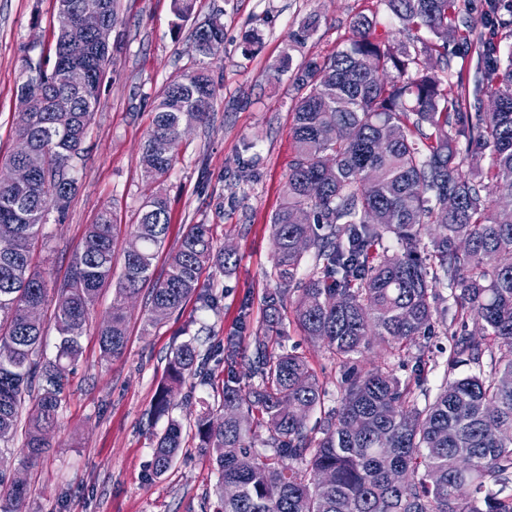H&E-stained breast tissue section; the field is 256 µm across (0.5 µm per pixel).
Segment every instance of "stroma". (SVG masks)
Wrapping results in <instances>:
<instances>
[{"instance_id": "35a3bbf8", "label": "stroma", "mask_w": 512, "mask_h": 512, "mask_svg": "<svg viewBox=\"0 0 512 512\" xmlns=\"http://www.w3.org/2000/svg\"><path fill=\"white\" fill-rule=\"evenodd\" d=\"M321 26L308 40L304 57L323 60L351 36L357 14L377 15L376 36L387 39L396 27L383 0H196L190 18L178 22L173 0H117L112 28V63L100 102L76 161V190L64 216L50 214L35 263L53 283L69 273L73 251L87 225L109 213L120 227L117 249H124L146 197L160 191L168 200L170 226L154 261L164 272L186 225L209 224L218 240L232 248V271L207 269L203 291L214 305L191 298L157 327H145L146 296L126 305L128 343L122 357L102 354L98 324L112 305L104 290L81 339L82 355L68 376L51 448L37 463L22 466L20 454L0 456V468L31 488L27 512H210L218 474L211 458L186 446L172 468L152 476V434L168 419L190 422L201 401L216 405L224 366L210 361L207 381L187 380L175 394L169 418L150 421L148 411L164 378L166 357L182 342L200 352L216 349L239 326L242 307L250 322L265 317L263 296L273 283L271 218L285 199L293 160L289 111L294 89L272 69L288 33L309 14ZM56 0H0V160L15 151L18 86L25 59L54 51ZM217 18L224 25V48L210 66L217 106L205 124L186 128L175 166L158 183H147L141 146L150 130L153 106L164 85L192 64L189 35ZM258 30L255 53L244 52L246 32ZM302 354L337 406L342 371L323 344L313 343L296 326L284 339Z\"/></svg>"}]
</instances>
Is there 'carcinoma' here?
Listing matches in <instances>:
<instances>
[{
  "label": "carcinoma",
  "instance_id": "1",
  "mask_svg": "<svg viewBox=\"0 0 512 512\" xmlns=\"http://www.w3.org/2000/svg\"><path fill=\"white\" fill-rule=\"evenodd\" d=\"M404 38L376 39L374 15L350 21L352 37L322 61L295 62L320 23L307 17L288 34L275 73L291 74L296 92L290 135L294 159L286 198L271 218L273 257L265 295V323L238 330L218 346L224 364L221 412L205 408L192 428L197 448L215 462V512H512V208L491 196L512 194V55L502 59L491 41L478 56L495 85L493 110L466 111L467 78L448 62V46L472 49L462 30L458 0H384ZM53 60L24 66L18 87L16 138L27 140L32 181L0 179V450L22 435L23 464L50 447L68 368L81 353L91 311L105 288L115 287L99 327L104 355L126 349L125 303L149 284L144 324L154 327L200 294L205 270L236 265L210 224H189L163 275L153 262L163 247L170 214L158 193L144 201L114 277L115 225L108 215L88 225L72 254L70 276L54 290L56 352L41 350L43 322L27 308L48 297L47 275L31 256L51 209L61 214L75 188L74 160L97 110L111 53L74 30L80 11L99 4L116 21V0H57ZM488 20L512 26V0H490ZM424 31L428 39L415 36ZM195 62L158 94L142 147L144 177L154 182L172 169L174 154L154 144L178 143L184 122L205 124L214 112L210 61L224 45L214 20L190 35ZM35 91L49 100L44 112L25 110ZM194 107V112H183ZM489 154L487 169L473 165ZM430 245H422L427 227ZM400 249L392 251L386 241ZM313 263L298 277L306 254ZM445 286L448 296L437 292ZM297 292L294 323L321 341L345 371L340 400L327 392L304 356L283 348L284 314ZM452 301L454 313L438 302ZM479 326L482 336L467 331ZM444 328L450 344L448 378L425 388L423 341ZM251 337V376L240 386L241 343ZM387 356L412 355L414 375L362 368L356 356L373 348ZM206 360L191 341L172 351L152 413H168L175 392L204 375ZM34 402L22 420L25 400ZM320 411L318 424L307 427ZM266 430L262 436L260 430ZM262 449H257L256 444ZM185 445L184 426L171 419L155 434L152 472L165 474ZM402 470L408 480L392 482ZM333 480L324 484L320 475ZM237 490L224 496V487ZM30 487L0 469V512H26Z\"/></svg>",
  "mask_w": 512,
  "mask_h": 512
}]
</instances>
